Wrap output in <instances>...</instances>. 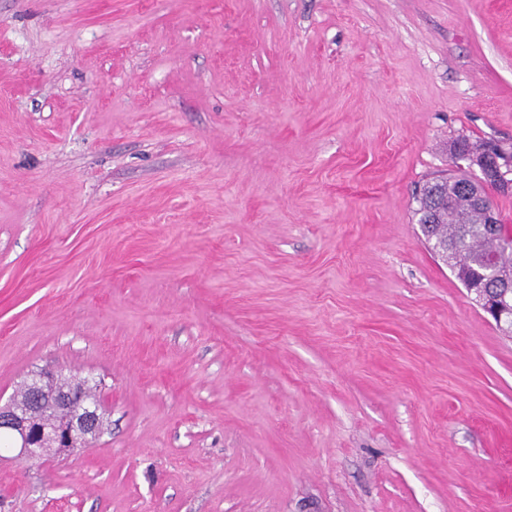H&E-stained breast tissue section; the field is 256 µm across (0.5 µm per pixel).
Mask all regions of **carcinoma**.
Instances as JSON below:
<instances>
[{
    "label": "carcinoma",
    "mask_w": 512,
    "mask_h": 512,
    "mask_svg": "<svg viewBox=\"0 0 512 512\" xmlns=\"http://www.w3.org/2000/svg\"><path fill=\"white\" fill-rule=\"evenodd\" d=\"M451 157L459 173L426 183L415 196V214L431 249L469 288L484 282L485 260L494 253V238L484 231L483 213L465 207L457 197L458 187L470 181L461 163L486 159L494 165L512 160V155L497 144L458 141Z\"/></svg>",
    "instance_id": "cac0c4a2"
}]
</instances>
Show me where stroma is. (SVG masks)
I'll return each instance as SVG.
<instances>
[{"mask_svg":"<svg viewBox=\"0 0 512 512\" xmlns=\"http://www.w3.org/2000/svg\"><path fill=\"white\" fill-rule=\"evenodd\" d=\"M512 153V0H0V397L107 431L0 512H512V338L425 245ZM451 157L460 174H449L426 183L415 196V214L419 216L418 223L431 249L469 289L484 284L485 260L495 250L493 236L483 229V213L465 207L457 197L458 187L473 178L462 170L459 162H466L470 168L468 161L486 159L494 165L497 159L503 163L512 160V155L497 144L470 145L467 141H458L451 149ZM443 244L448 246L447 259L437 249V245Z\"/></svg>","mask_w":512,"mask_h":512,"instance_id":"35a3bbf8","label":"stroma"}]
</instances>
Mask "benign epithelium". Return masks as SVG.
Here are the masks:
<instances>
[{"mask_svg":"<svg viewBox=\"0 0 512 512\" xmlns=\"http://www.w3.org/2000/svg\"><path fill=\"white\" fill-rule=\"evenodd\" d=\"M512 187V165L498 167L494 177L481 172L477 183L468 188L465 199L484 210L487 223L493 225L499 249H512V238L499 237L500 222L487 194L490 188ZM486 276L503 291L490 299L479 298L484 311L501 327H512V266L492 258L486 266ZM63 379L60 372L37 371L26 381L25 388L32 400L24 409L14 399L0 402V433L10 436L15 458L21 462L40 460L49 456L69 455L87 446L105 422V410L98 394L97 382L89 377L78 379L71 389L54 388Z\"/></svg>","mask_w":512,"mask_h":512,"instance_id":"1","label":"benign epithelium"}]
</instances>
